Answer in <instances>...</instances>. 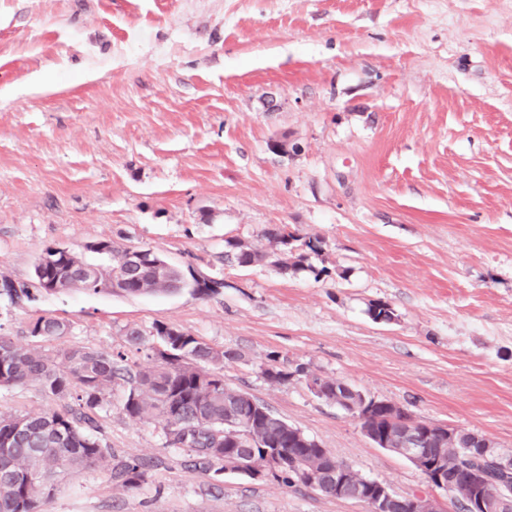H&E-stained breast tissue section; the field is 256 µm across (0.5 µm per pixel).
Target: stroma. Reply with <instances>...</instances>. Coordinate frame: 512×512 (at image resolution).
Instances as JSON below:
<instances>
[{"mask_svg":"<svg viewBox=\"0 0 512 512\" xmlns=\"http://www.w3.org/2000/svg\"><path fill=\"white\" fill-rule=\"evenodd\" d=\"M272 227L319 254L288 271L224 260ZM100 240L224 287L0 297V336L140 363L129 330L183 328L229 353L226 384L402 495L433 488L310 377L512 451V0H0V274L32 283L50 246L107 266ZM379 301L391 321L370 317ZM41 316L63 342L30 337ZM273 356L287 382L263 376ZM125 391L98 436L152 461L146 482L65 473L42 512H367L189 471ZM59 404L0 387V413ZM45 329H48L46 333L36 336L37 333L40 334ZM66 332L67 325L52 317H40L29 325V334L35 339H60Z\"/></svg>","mask_w":512,"mask_h":512,"instance_id":"1","label":"stroma"}]
</instances>
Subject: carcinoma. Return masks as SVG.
<instances>
[{
  "label": "carcinoma",
  "instance_id": "cac0c4a2",
  "mask_svg": "<svg viewBox=\"0 0 512 512\" xmlns=\"http://www.w3.org/2000/svg\"><path fill=\"white\" fill-rule=\"evenodd\" d=\"M268 248L241 241L227 242L226 257L240 265H250L269 255H292L296 237L281 229L263 233ZM97 252L110 257V269L118 267L124 250L110 241L94 243ZM45 252L53 262L35 273L34 287L54 293L52 285L65 289L100 291V286L126 295L171 293L183 282L182 273L170 268L158 276L150 265L128 267L123 279L113 282L83 273L84 265L70 250ZM67 325L52 317H40L29 325L31 337L41 340L60 339ZM131 342L143 346L145 364L129 363L121 354H112L84 346L64 345L52 353L22 346L0 336V387L35 384L60 400L75 397L78 408L65 404L39 413L0 414V512H41L43 499L55 490V480L62 471L77 473L98 467L122 487L132 489L147 480L148 465L139 460L112 463V450L94 434L89 412L100 408L119 381L127 386L122 403L126 415L133 419L156 421L162 425L166 444L189 453V468L208 474L220 472L216 465L233 453L263 459L266 449L276 448L286 456V466L273 478L286 486H307L302 472L310 467L323 468L336 462L335 456L324 457L327 449L314 439L305 444L298 440V428L288 424L271 410L253 414L248 392L224 383L217 366L231 355L211 347L202 338L183 328L158 323L147 339L135 329L127 333ZM168 339L167 353L158 352L154 344ZM320 385L325 400L351 411L354 402L350 386L340 381L313 378ZM27 425L17 429V422ZM361 429L375 433L385 428L405 426L403 416L377 410L369 419H359ZM190 432L189 443H182L181 433ZM450 468H476L485 476L491 489L505 484L512 490V476L502 479L493 463L470 458L465 449L444 444Z\"/></svg>",
  "mask_w": 512,
  "mask_h": 512
}]
</instances>
